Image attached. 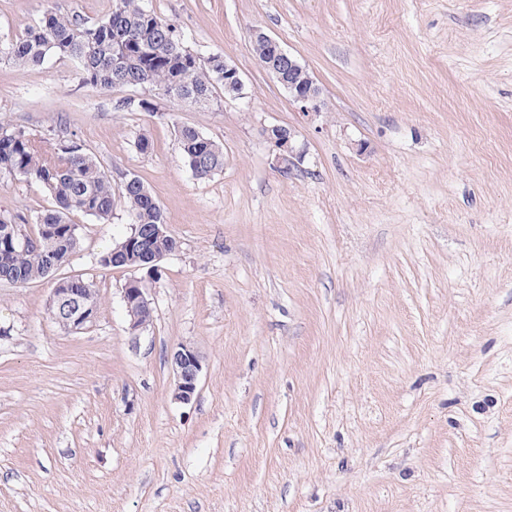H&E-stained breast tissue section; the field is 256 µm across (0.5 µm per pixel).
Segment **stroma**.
Returning a JSON list of instances; mask_svg holds the SVG:
<instances>
[{"instance_id":"35a3bbf8","label":"stroma","mask_w":512,"mask_h":512,"mask_svg":"<svg viewBox=\"0 0 512 512\" xmlns=\"http://www.w3.org/2000/svg\"><path fill=\"white\" fill-rule=\"evenodd\" d=\"M244 83L206 106L83 83L77 61H0V116L71 139L159 201L178 252L131 333L127 235L76 214L65 276L94 279L95 323L47 311L51 285H0V512H512V0H145ZM0 0V41L49 10ZM261 29L322 90L303 115L258 61ZM188 125L224 146L194 176ZM303 153L274 164L264 128ZM151 143L140 152L139 138ZM0 173V217L53 208ZM200 354L196 397L168 356ZM263 135L273 143L275 153V166L280 172L286 174L291 170L294 160L300 161L302 152L295 145V132L285 126H273L263 130ZM169 361L175 378L172 398L188 404L197 394L202 369L200 356L194 347L182 344L171 351Z\"/></svg>"}]
</instances>
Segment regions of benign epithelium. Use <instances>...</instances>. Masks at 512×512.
I'll use <instances>...</instances> for the list:
<instances>
[{
	"label": "benign epithelium",
	"mask_w": 512,
	"mask_h": 512,
	"mask_svg": "<svg viewBox=\"0 0 512 512\" xmlns=\"http://www.w3.org/2000/svg\"><path fill=\"white\" fill-rule=\"evenodd\" d=\"M277 54L288 64L286 91L290 100L307 115L320 114L321 89L307 68L280 45L277 46ZM243 89L244 84L237 68L224 62V95L241 98ZM263 135L276 149V168L284 174L288 173L294 161L302 158V152L295 145V131L290 127L273 126L264 129ZM78 228L76 224L65 232L59 225L41 224L36 231L30 224H9L6 242L10 248L17 244L24 247L51 244L74 233ZM179 246L180 243L174 240L166 224H151L147 227L132 224L129 233L112 245V266L133 271L145 269L152 273L157 270L163 258L178 250ZM51 281L55 285L51 288L48 309L57 312L56 321L62 324L63 329L69 333H79L91 326L97 318L98 309L89 303L84 291L80 288H66L64 283L56 282L54 276ZM122 299L131 332L137 333L152 323L154 308L142 279L133 277L127 280L122 288ZM169 361L175 378L172 398L176 402L188 404L197 394L202 369L200 356L194 347L182 344L171 351Z\"/></svg>",
	"instance_id": "benign-epithelium-1"
}]
</instances>
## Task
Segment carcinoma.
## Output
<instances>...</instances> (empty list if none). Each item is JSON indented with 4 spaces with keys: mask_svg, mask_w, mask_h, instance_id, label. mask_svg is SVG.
Listing matches in <instances>:
<instances>
[{
    "mask_svg": "<svg viewBox=\"0 0 512 512\" xmlns=\"http://www.w3.org/2000/svg\"><path fill=\"white\" fill-rule=\"evenodd\" d=\"M254 52L260 63L281 65L274 47L257 35ZM56 56L77 61L83 83L113 87L140 83L172 88L180 100L206 105L216 85L224 84V57L207 59L189 49L173 24L143 3L120 0L106 19L87 23L78 17L47 11L34 26L11 40L0 42V60L26 65L43 64ZM180 149L193 174L206 179L224 167V148L195 128L177 129ZM0 173L20 176L40 184L56 207L37 213L34 224H69L81 213L106 223L112 217L115 194L122 197L133 224H162L160 204L136 177L114 189L112 179L92 154L73 140L49 146L29 131L0 118ZM50 247H16L0 263V282L23 285L46 279Z\"/></svg>",
    "mask_w": 512,
    "mask_h": 512,
    "instance_id": "obj_1",
    "label": "carcinoma"
}]
</instances>
